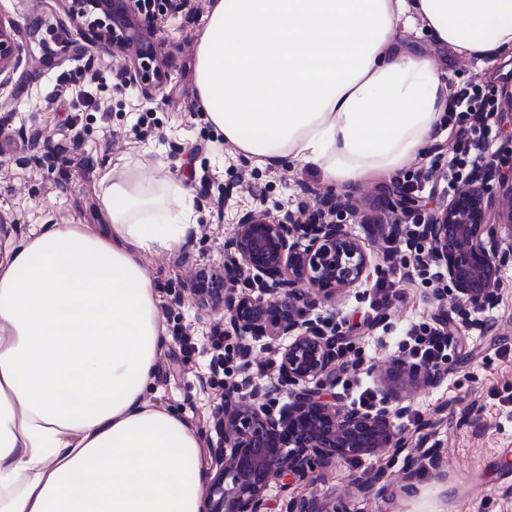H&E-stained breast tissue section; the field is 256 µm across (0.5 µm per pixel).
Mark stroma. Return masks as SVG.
Here are the masks:
<instances>
[{
    "mask_svg": "<svg viewBox=\"0 0 512 512\" xmlns=\"http://www.w3.org/2000/svg\"><path fill=\"white\" fill-rule=\"evenodd\" d=\"M211 4L191 0L178 13L156 5L155 21L144 33L161 40L159 65L166 76L147 100L136 88L118 85L114 72L125 54L104 39L87 45L82 35L88 26L74 19L67 0H0V17L32 32L22 66L0 88V214L10 221V239L25 237L38 224L103 229L100 178L109 168L126 171L133 158L144 162L136 171L142 185L169 196L179 188L191 192L192 237L178 250L143 258L168 330L145 399L183 417L197 432L201 466L211 479L218 472L212 417L222 393L211 384V336L224 321V308L201 303L194 275L204 267L224 268V242L246 212L284 208L307 215L324 198H336L349 208L347 227L369 256L366 284L313 314L332 317L338 333L362 349L361 380L379 388V374L397 359V342L410 324L447 317L458 327V347L435 385L410 393V406L422 420H397L404 447L273 486L266 512H286L290 500L310 495L335 501L343 512H512V402L503 400L512 388V265L501 273L490 329L463 323L452 293L439 298L433 287L405 278L397 280L399 296L385 310L388 328L362 323L371 301L368 283L386 269V243L369 224L388 216L387 202L398 199L403 183L421 171L432 173L423 211L446 201L441 166L453 155L447 129L395 174L347 185L291 159L257 166L225 144L198 104L196 47ZM403 39L447 72L449 89L469 82L492 89L499 105L493 147L511 149L512 81L496 80L500 62L456 53L425 30ZM61 83L73 96L56 98ZM87 87L95 98L91 105L76 95Z\"/></svg>",
    "mask_w": 512,
    "mask_h": 512,
    "instance_id": "obj_1",
    "label": "stroma"
}]
</instances>
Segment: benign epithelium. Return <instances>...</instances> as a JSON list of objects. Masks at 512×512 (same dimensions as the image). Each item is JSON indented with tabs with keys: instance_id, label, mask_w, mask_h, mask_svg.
Masks as SVG:
<instances>
[{
	"instance_id": "1",
	"label": "benign epithelium",
	"mask_w": 512,
	"mask_h": 512,
	"mask_svg": "<svg viewBox=\"0 0 512 512\" xmlns=\"http://www.w3.org/2000/svg\"><path fill=\"white\" fill-rule=\"evenodd\" d=\"M131 17L149 20L147 0H121ZM20 28L0 17V86L23 63ZM151 63L135 56L116 72L122 86L140 89L150 99L155 82ZM512 162L497 153L488 168L470 174L467 184L437 210L425 216L435 257L463 308L494 305L503 267L512 261V184L501 183L499 222L489 210L495 201L491 169ZM224 255L235 272L202 268L194 290L206 300L224 303V319L239 336V358L246 370L241 381L224 389L214 416L220 465L206 494L208 512H261L266 491L288 478L304 479L332 460L357 459L399 446L395 420L409 410L406 395L420 385L433 384L437 372L419 365L393 363L382 374L384 400L372 410L349 406L321 396L336 374L335 341L314 331L309 311L320 302L334 303L362 284L368 265L363 242L346 224L326 220L319 212L303 219L289 210L245 214L234 235L224 243ZM243 280L250 291L237 293ZM306 283L315 296L305 293ZM269 339L282 347L280 372L292 389L289 402L277 413L264 400L270 389L248 373L253 342ZM287 512H329L315 496L288 503Z\"/></svg>"
}]
</instances>
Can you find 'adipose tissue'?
<instances>
[{"label": "adipose tissue", "instance_id": "1", "mask_svg": "<svg viewBox=\"0 0 512 512\" xmlns=\"http://www.w3.org/2000/svg\"><path fill=\"white\" fill-rule=\"evenodd\" d=\"M401 24L512 52V0H213L198 101L259 166L391 174L448 108L445 72ZM100 203L106 231L43 224L0 257V512H201L199 437L144 399L167 329L142 258L186 243L192 199L107 172Z\"/></svg>", "mask_w": 512, "mask_h": 512}]
</instances>
